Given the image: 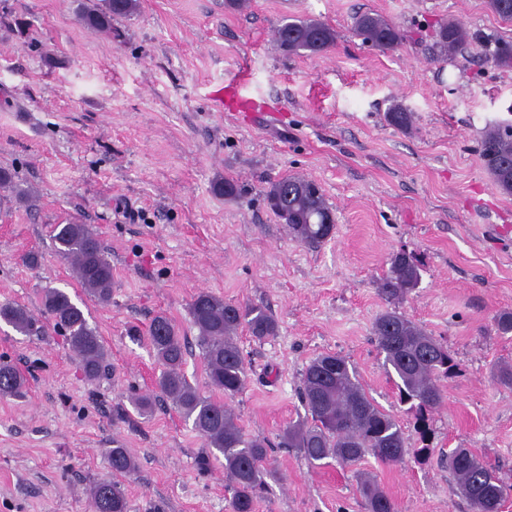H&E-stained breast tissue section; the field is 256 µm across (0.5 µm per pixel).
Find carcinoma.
<instances>
[{"mask_svg": "<svg viewBox=\"0 0 512 512\" xmlns=\"http://www.w3.org/2000/svg\"><path fill=\"white\" fill-rule=\"evenodd\" d=\"M137 0H102L81 3L77 17L85 25L112 36V21L134 15ZM354 32L365 42L382 50L398 47L403 39L395 23L377 15L355 18ZM469 32L458 22L441 24L435 31L434 45L439 55L458 51ZM273 41L288 54H320L332 47L336 31L317 19H286L273 31ZM480 157L494 185L512 195V174L503 164H512V129L500 125L486 129L481 138ZM0 188L9 190L22 202L30 191L15 182L8 170H0ZM264 197L273 212L288 225L294 238L308 246L319 245L335 233V215L320 186L304 175H288L268 182ZM56 252L73 265L78 281L101 303L112 296V261L98 235L87 224H57L53 229ZM418 260L406 253L394 255L378 292L391 305L398 304L420 282ZM43 307L56 328L79 357L80 367L89 379L97 378L106 361V352L96 330L83 311L58 288L44 292ZM192 326L212 388L224 394V401L202 396L183 371L187 353L185 340L170 318L155 316L148 326V339L161 365L156 381L159 392L203 438L205 446L224 457L231 497L230 512H255L259 491L273 477L269 468L270 442L247 435L237 423L226 400L246 387L248 370L237 340L242 329L263 341L277 335L278 324L264 308L226 302L208 292L197 293L190 303ZM0 321L16 332H38L29 312L16 304H0ZM373 333L383 366L399 379L398 402L413 414L418 445L406 447L404 431L391 414L380 409L369 397L346 357L325 353L314 358L302 373L301 398L308 418L289 425L279 435V447L295 448L313 467L333 462L355 466L370 455L384 465H398L411 457L425 462L435 452L429 416L441 404L438 382L448 378L456 363L448 345L430 336L403 313L392 308L373 323ZM25 379L18 369L0 361V396L22 393ZM112 479L96 484L91 493L94 512H128V503L119 478L130 475L135 461L129 450L115 445L109 453ZM448 469L457 480L460 494L472 512H501L512 496V485L498 475L470 448L448 451ZM367 512H398L394 500L374 479L361 483Z\"/></svg>", "mask_w": 512, "mask_h": 512, "instance_id": "obj_1", "label": "carcinoma"}]
</instances>
